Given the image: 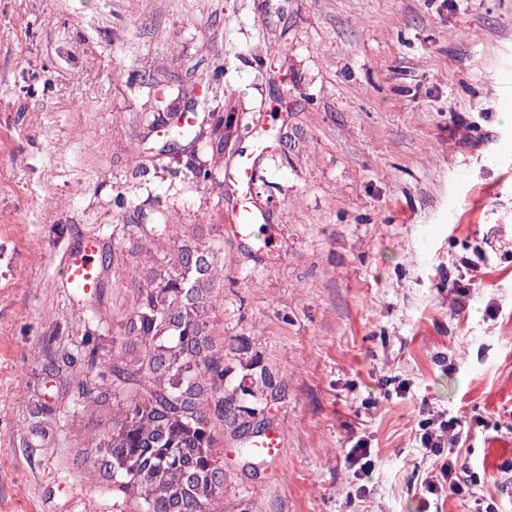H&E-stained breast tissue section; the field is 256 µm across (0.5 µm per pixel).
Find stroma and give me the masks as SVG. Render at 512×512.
<instances>
[{"label": "stroma", "mask_w": 512, "mask_h": 512, "mask_svg": "<svg viewBox=\"0 0 512 512\" xmlns=\"http://www.w3.org/2000/svg\"><path fill=\"white\" fill-rule=\"evenodd\" d=\"M216 88L268 134L233 232L163 142L149 75ZM512 0H0V512H110L69 417L134 294L143 201L224 241L223 512H512ZM92 239L100 304L63 286ZM456 418L465 495L434 496L423 408ZM282 435L274 457L249 432ZM368 438L357 483L346 456ZM258 210L248 200H241L234 210L233 226L240 234L252 236L259 231Z\"/></svg>", "instance_id": "1"}]
</instances>
